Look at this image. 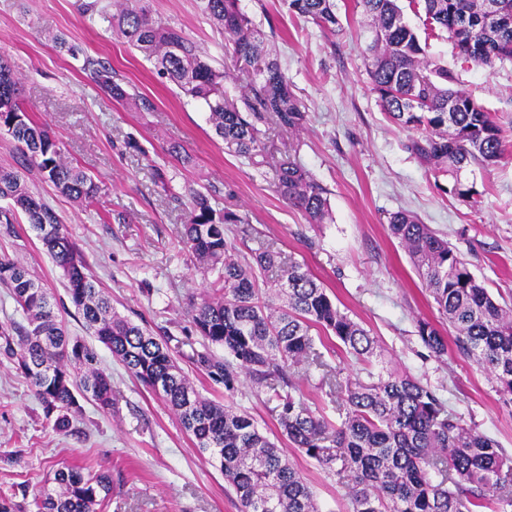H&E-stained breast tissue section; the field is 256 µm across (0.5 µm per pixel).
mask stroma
I'll return each mask as SVG.
<instances>
[{"mask_svg": "<svg viewBox=\"0 0 512 512\" xmlns=\"http://www.w3.org/2000/svg\"><path fill=\"white\" fill-rule=\"evenodd\" d=\"M86 0H0V52L19 78L22 107L43 124L63 158L92 176L101 192L83 208L26 173L30 190L55 211L64 230L112 299L114 309L146 326L207 398L234 403L284 448L315 492L320 512H349L348 489L318 463L291 449L274 404L250 382L236 391L208 379L190 357L201 349L192 310L209 281L179 243L190 209V190H217L216 209L246 215L226 235L242 252L273 246L311 271L341 311L377 342L370 365L314 330L323 360L343 376L395 370L428 385L449 410L512 454V409L496 381L449 344L436 358L423 344L418 320L451 336L437 306L388 229L395 212H413L444 235L499 303L512 301V62L483 69L455 54L447 34L428 33L424 13L404 6L406 22L428 55L446 64L455 88L492 113L506 147L492 167L470 166L463 182L472 198L454 195L451 176L429 169L406 148L409 133L386 117L365 66L372 38L356 0H336L339 25L323 29L292 15L284 0H241L304 103L302 130L274 127L267 144L274 156L295 155L326 189L331 218L309 223L276 192L272 173L229 152L206 109L185 96L153 64L84 12ZM153 17L182 29L225 73V87L244 85L224 39L198 10L196 0H148ZM64 38L68 50L57 48ZM104 61L133 98L117 101L83 68ZM0 255L23 263L55 296V311L74 336L84 335L60 272L39 248L28 225L0 228ZM100 365L112 375V412L85 402L68 434L44 416L29 382L0 356V496L31 512L24 489L44 485L65 464L112 474L105 512H240L221 472L202 455L164 402L130 376L104 345Z\"/></svg>", "mask_w": 512, "mask_h": 512, "instance_id": "35a3bbf8", "label": "stroma"}]
</instances>
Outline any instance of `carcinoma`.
<instances>
[{
	"label": "carcinoma",
	"instance_id": "carcinoma-1",
	"mask_svg": "<svg viewBox=\"0 0 512 512\" xmlns=\"http://www.w3.org/2000/svg\"><path fill=\"white\" fill-rule=\"evenodd\" d=\"M430 25L444 31L458 55L478 67L512 62V0H418ZM289 12L331 30L338 25L335 0H285ZM373 23L368 72L381 106L398 126L412 132L407 149L424 164L452 176L465 168L492 165L503 154L502 129L482 105L451 87L448 67L426 54L417 32L404 19L398 0H357ZM201 13L224 32L225 46L255 79L240 103L224 97V75L182 30L155 19L146 0H120L101 18L112 31L142 52L157 73L208 109L215 134L236 155L249 160L264 150L261 124L298 131L305 108L275 59L262 50V34L241 10L240 0H198ZM118 101L131 94L113 79L105 62L85 59ZM14 66L0 54V132L8 134L41 179L57 193L90 206L100 188L80 168L65 162L47 129L33 121L19 102ZM276 191L304 211L311 224L330 218L326 189L296 159L272 169ZM192 209L180 243L204 273H217L211 292L192 315L204 350L193 353L197 367L231 392L242 380L270 392L278 424L289 443L315 459L348 489L350 512H482L489 503L512 508V456L484 434L467 427L429 386L400 372L368 374V380H342L327 368L311 329L331 332L354 357L370 358L374 339L341 312L314 275L298 262L282 268L277 308L259 275L280 264L271 250L242 259L226 238L225 225L245 224L222 214L213 197L191 192ZM0 226L11 233L19 217L35 232L41 250L60 275L86 331L106 346L136 380L158 391L165 405L194 439L200 453L224 475L242 512H318L310 486L245 411L204 398L167 348L146 327L117 313L96 286L56 213L32 194L24 172L0 168ZM391 235L455 329L456 346L471 355L497 382L502 405L512 407V307L496 301L467 261L416 215H390ZM5 286L26 324L0 326V353L34 387L53 427L68 432L90 399L112 409V380L87 340L67 335L54 313L45 284L20 262L0 256ZM424 345L440 358L445 336L430 322H417ZM224 348L215 356L209 346ZM302 367L323 368L329 395L336 397L332 422L295 395L288 374ZM112 488L107 470L84 473L76 465L57 469L53 485L32 494L35 512H98Z\"/></svg>",
	"mask_w": 512,
	"mask_h": 512
}]
</instances>
